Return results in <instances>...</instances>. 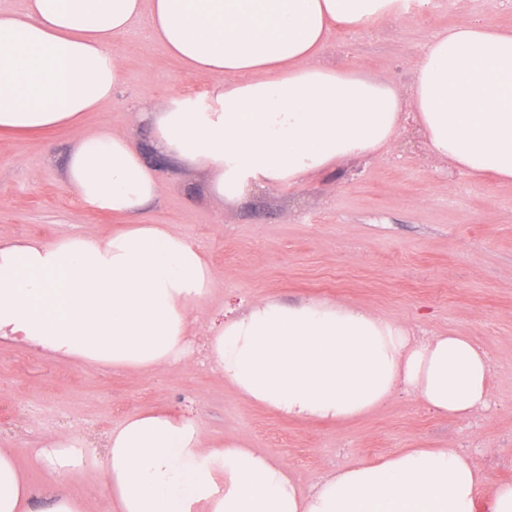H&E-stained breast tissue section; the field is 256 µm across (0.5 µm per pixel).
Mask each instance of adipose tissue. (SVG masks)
Masks as SVG:
<instances>
[{
    "label": "adipose tissue",
    "mask_w": 512,
    "mask_h": 512,
    "mask_svg": "<svg viewBox=\"0 0 512 512\" xmlns=\"http://www.w3.org/2000/svg\"><path fill=\"white\" fill-rule=\"evenodd\" d=\"M427 0H25L0 10V132L79 124L125 74L117 53L140 19L192 72L213 77L214 106L179 100L135 110L155 150L209 170L217 204L323 173L391 145L410 107L430 152L476 178L512 182V30L480 22L437 35L409 91L326 66L333 28L399 17ZM69 188L85 204L134 215L159 193L131 138L101 127L75 143ZM214 270L201 244L165 224H128L47 243L0 242V341L75 364L146 376L190 356L193 313ZM212 369L243 399L300 420L348 422L396 392L466 420L489 409L492 368L469 337L414 335L404 323L327 299L266 298L212 329ZM34 488L0 448V512H87L75 491L101 471L105 512H512V483L455 448H416L342 467L301 490L288 467L245 442L208 444L199 422L166 411L128 418L104 458L50 436Z\"/></svg>",
    "instance_id": "1"
}]
</instances>
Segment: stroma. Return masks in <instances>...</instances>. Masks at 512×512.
<instances>
[{
    "label": "stroma",
    "instance_id": "obj_1",
    "mask_svg": "<svg viewBox=\"0 0 512 512\" xmlns=\"http://www.w3.org/2000/svg\"><path fill=\"white\" fill-rule=\"evenodd\" d=\"M482 20L512 28V0H435L428 10L381 20L353 33L331 32L324 58L338 69L409 88L416 63L440 31ZM125 80L80 125L30 135L0 134V240L46 242L107 232L128 219L84 204L65 169L73 145L102 126L150 144L131 104L166 108L172 96L210 103L214 80L186 72L146 27L117 48ZM159 194L142 213L205 246L215 273L191 341L203 323L266 297L333 299L427 332L470 337L493 362L495 408L463 422L429 412L398 392L347 423L302 422L241 398L223 375L189 361L150 375L54 360L0 344V404L16 418L0 424V447L29 466L46 437L63 431L105 454L108 432L133 414L166 409L197 418L205 438H234L282 460L301 488L353 463L376 464L409 448L449 446L469 453L488 485L512 482V183L474 180L434 163L415 130L364 159L244 200L215 205L213 177L168 158Z\"/></svg>",
    "mask_w": 512,
    "mask_h": 512
}]
</instances>
